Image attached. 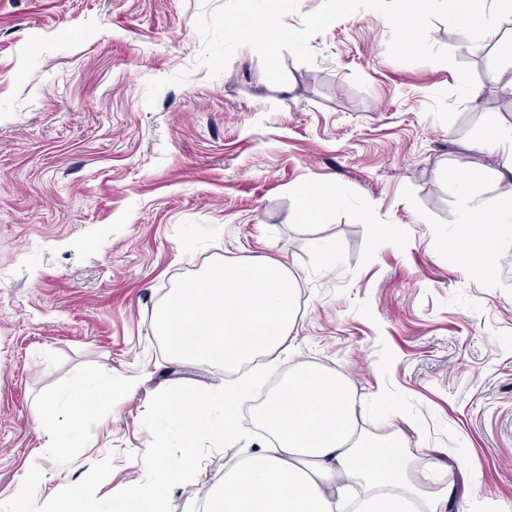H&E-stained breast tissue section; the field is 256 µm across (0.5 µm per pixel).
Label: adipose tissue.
I'll list each match as a JSON object with an SVG mask.
<instances>
[{"label": "adipose tissue", "mask_w": 512, "mask_h": 512, "mask_svg": "<svg viewBox=\"0 0 512 512\" xmlns=\"http://www.w3.org/2000/svg\"><path fill=\"white\" fill-rule=\"evenodd\" d=\"M488 153L498 160L492 173L505 189L483 196L478 188L491 171L484 166L465 171L458 179L459 228L444 245L447 253L466 256L482 272L489 270L493 257L489 238L512 225V125L497 133ZM244 394L242 385L231 384L213 399L202 393L176 404L157 399L158 411L184 433L187 460L171 470L162 463L163 448L147 449L140 461L153 471V480L126 485L116 496L115 512H164V495L172 487L181 488L189 500H200L199 512H340L356 485L363 495L354 512H445L454 503L453 484L430 493L413 481L414 462L401 431L381 440L366 437L359 427L358 404L344 380L306 364L295 366L259 411L270 445L198 498L195 443L202 437H235L237 402ZM87 412L85 399L70 392L44 398L35 418L50 435L63 418L71 428H81Z\"/></svg>", "instance_id": "obj_1"}]
</instances>
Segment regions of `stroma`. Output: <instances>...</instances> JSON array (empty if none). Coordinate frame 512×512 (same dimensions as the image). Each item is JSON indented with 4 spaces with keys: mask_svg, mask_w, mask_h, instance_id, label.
Here are the masks:
<instances>
[{
    "mask_svg": "<svg viewBox=\"0 0 512 512\" xmlns=\"http://www.w3.org/2000/svg\"><path fill=\"white\" fill-rule=\"evenodd\" d=\"M221 2L0 0V499L29 482L38 512L51 488L96 485L90 512H113L114 487L152 478L146 448L179 468L182 432L155 399L233 374L166 355L155 316L179 278L250 253L288 263L297 317L290 349L235 375L265 395L296 363L335 371L370 432L406 435L424 489L454 483V512L512 508V237L485 279L443 250L455 174L512 124V23L474 44L434 21L453 63H407L360 10L310 39L312 63L284 54L276 86L248 47L218 77L197 64L195 20ZM460 64L478 96L445 124L428 107ZM329 179L338 202L304 219L303 190ZM89 376L119 392L60 432L63 461L34 413ZM254 413L240 403L243 439L199 441V495L264 446Z\"/></svg>",
    "mask_w": 512,
    "mask_h": 512,
    "instance_id": "35a3bbf8",
    "label": "stroma"
}]
</instances>
